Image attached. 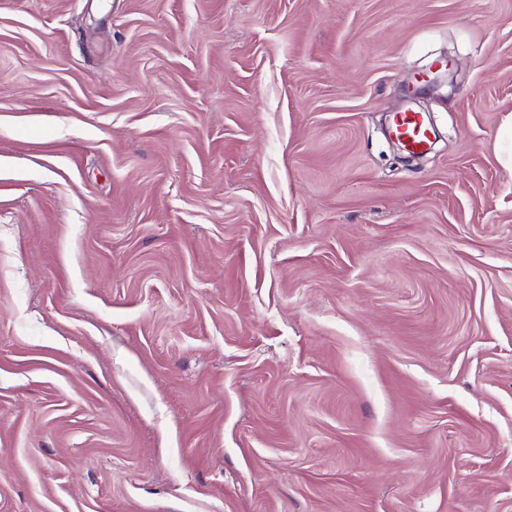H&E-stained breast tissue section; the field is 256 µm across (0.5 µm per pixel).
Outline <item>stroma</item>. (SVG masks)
<instances>
[{
  "label": "stroma",
  "instance_id": "obj_1",
  "mask_svg": "<svg viewBox=\"0 0 512 512\" xmlns=\"http://www.w3.org/2000/svg\"><path fill=\"white\" fill-rule=\"evenodd\" d=\"M511 116L512 0H0V512H512ZM391 133L411 154H423L431 146L432 135L422 112L405 109L393 116Z\"/></svg>",
  "mask_w": 512,
  "mask_h": 512
}]
</instances>
